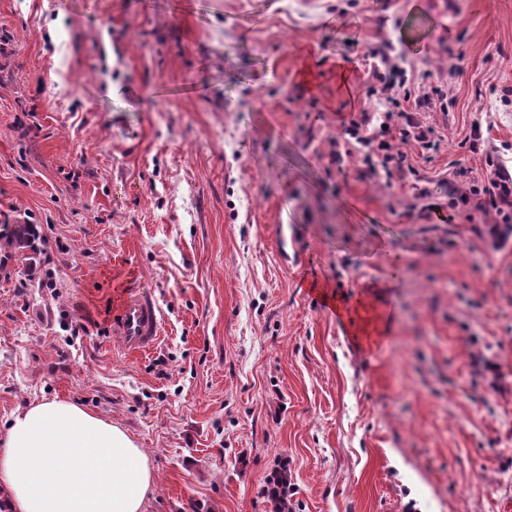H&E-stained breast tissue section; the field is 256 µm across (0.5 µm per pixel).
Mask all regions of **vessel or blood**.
Segmentation results:
<instances>
[{
	"instance_id": "b4317fda",
	"label": "vessel or blood",
	"mask_w": 512,
	"mask_h": 512,
	"mask_svg": "<svg viewBox=\"0 0 512 512\" xmlns=\"http://www.w3.org/2000/svg\"><path fill=\"white\" fill-rule=\"evenodd\" d=\"M162 311L151 293L139 287L116 292L110 333L129 354H143L156 346L162 334Z\"/></svg>"
}]
</instances>
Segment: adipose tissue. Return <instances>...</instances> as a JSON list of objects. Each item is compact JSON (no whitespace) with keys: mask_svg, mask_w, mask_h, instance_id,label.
Listing matches in <instances>:
<instances>
[{"mask_svg":"<svg viewBox=\"0 0 512 512\" xmlns=\"http://www.w3.org/2000/svg\"><path fill=\"white\" fill-rule=\"evenodd\" d=\"M153 483L125 429L64 399L29 405L0 435L6 512H146Z\"/></svg>","mask_w":512,"mask_h":512,"instance_id":"obj_1","label":"adipose tissue"}]
</instances>
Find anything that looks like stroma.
<instances>
[{
	"label": "stroma",
	"instance_id": "1",
	"mask_svg": "<svg viewBox=\"0 0 512 512\" xmlns=\"http://www.w3.org/2000/svg\"><path fill=\"white\" fill-rule=\"evenodd\" d=\"M0 36V224L42 237L0 273V429L118 424L148 512H272L282 463L293 512H512V235L448 207L472 126L512 149V0H0ZM383 42L455 101L390 188L329 156ZM120 283L163 310L149 354L108 334ZM311 288L320 289L326 301L333 303L338 312L345 315L350 322H353L355 317L360 316V311L363 307L362 298H358L355 301H349L344 296H337L330 293V291L327 289L329 287L326 284L313 283Z\"/></svg>",
	"mask_w": 512,
	"mask_h": 512
}]
</instances>
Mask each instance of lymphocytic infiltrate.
Wrapping results in <instances>:
<instances>
[{"mask_svg":"<svg viewBox=\"0 0 512 512\" xmlns=\"http://www.w3.org/2000/svg\"><path fill=\"white\" fill-rule=\"evenodd\" d=\"M363 56L371 62L370 88L378 97L380 107L361 111L360 115L344 121L343 138L345 143L357 145L366 171L389 186L395 175L403 172L406 163L400 143L411 141L421 149H432V130L415 122L413 115L431 107L438 91L414 86L401 64V54L392 46H365ZM484 161L485 179L452 197L448 205L466 211L474 205L494 211L505 228H512V171L497 154L486 153Z\"/></svg>","mask_w":512,"mask_h":512,"instance_id":"obj_1","label":"lymphocytic infiltrate"}]
</instances>
